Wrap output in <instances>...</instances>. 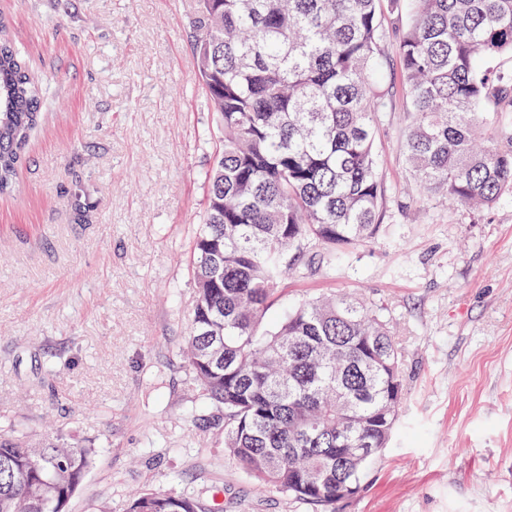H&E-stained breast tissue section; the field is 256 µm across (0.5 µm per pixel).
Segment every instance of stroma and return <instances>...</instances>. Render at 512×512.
Instances as JSON below:
<instances>
[{
	"mask_svg": "<svg viewBox=\"0 0 512 512\" xmlns=\"http://www.w3.org/2000/svg\"><path fill=\"white\" fill-rule=\"evenodd\" d=\"M198 0H0V38L42 87L43 121L0 196V430L98 456L69 512L144 488L224 512H313L238 472L180 355L193 240L220 131L196 82ZM375 148L374 241L305 255L268 312L331 292L397 330L405 404L336 512H512V196L484 210L418 190L395 41Z\"/></svg>",
	"mask_w": 512,
	"mask_h": 512,
	"instance_id": "35a3bbf8",
	"label": "stroma"
}]
</instances>
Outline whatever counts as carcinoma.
Listing matches in <instances>:
<instances>
[{"instance_id":"carcinoma-1","label":"carcinoma","mask_w":512,"mask_h":512,"mask_svg":"<svg viewBox=\"0 0 512 512\" xmlns=\"http://www.w3.org/2000/svg\"><path fill=\"white\" fill-rule=\"evenodd\" d=\"M382 0H200L198 83L222 129L205 173L186 355L224 449L256 483L316 512L356 493L405 402L389 323L357 298L305 301L263 329L313 240L371 242L384 190L375 152L387 110ZM398 36L411 102L404 140L422 193L486 209L512 195V0H407ZM41 89L0 39V194L13 192ZM97 450L0 432V512H66ZM127 512H204L167 489Z\"/></svg>"}]
</instances>
